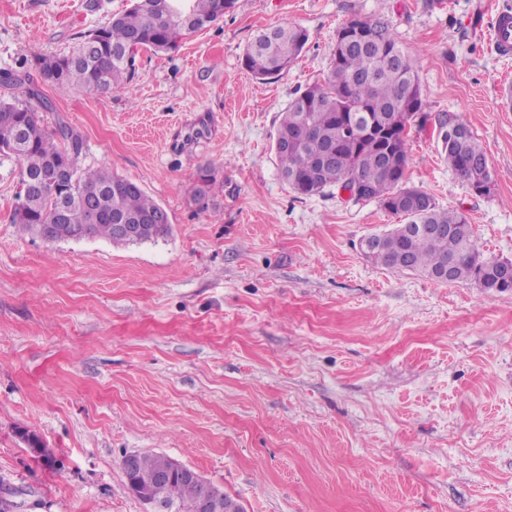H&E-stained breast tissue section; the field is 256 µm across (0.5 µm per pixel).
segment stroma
I'll return each instance as SVG.
<instances>
[{
    "label": "stroma",
    "instance_id": "1",
    "mask_svg": "<svg viewBox=\"0 0 512 512\" xmlns=\"http://www.w3.org/2000/svg\"><path fill=\"white\" fill-rule=\"evenodd\" d=\"M0 0V71L67 52L129 0ZM512 0H235L176 49L140 51L131 90H40L81 164L138 183L166 237L50 243L12 221L19 165L0 155V498L11 512H144L122 459L163 453L245 512H512V291L390 271L363 240L398 224L338 190L294 193L272 150L336 31L383 20L418 54L428 120L408 183L466 213L485 257L512 260ZM309 33L284 74L243 65L254 34ZM462 119L492 187L449 170L438 119ZM221 191L198 199L199 168ZM38 436L43 462L23 433ZM512 20L510 13H500L495 21L494 42L496 48L508 54L512 50Z\"/></svg>",
    "mask_w": 512,
    "mask_h": 512
}]
</instances>
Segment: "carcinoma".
Masks as SVG:
<instances>
[{
    "mask_svg": "<svg viewBox=\"0 0 512 512\" xmlns=\"http://www.w3.org/2000/svg\"><path fill=\"white\" fill-rule=\"evenodd\" d=\"M233 7L234 0H132L129 8L93 30L94 41L83 33L69 54L35 58V69L43 81L68 91L124 93L135 77L136 50H172L180 38L209 26ZM308 40L301 26L261 30L246 50L244 65L263 80L275 79ZM0 84L16 92L13 100H0V153L14 157L20 166L14 223L43 236L58 208L56 184L67 193L64 230L79 227L89 238L124 245L114 230L115 220L150 216L144 240L169 233L167 211L137 183L103 167H81L82 138L64 122L44 124L42 113L52 110V104L33 77L4 70ZM424 107L417 52L401 46L388 23L351 19L337 30L326 78L297 91L282 112L274 141L280 176L301 196L332 187L352 192L360 188L362 193L351 199L374 201L404 217L405 223L377 235L385 269L429 277L452 263L459 282H470L487 294L512 290V261L483 256L466 214L441 209L430 194L406 186L407 130L426 123ZM20 124L24 131L15 149L10 138ZM439 138L448 168L481 193L492 172L470 128L448 114L439 119ZM216 188L213 169H199L196 195L203 199ZM89 195L100 216L95 224L89 223L84 204ZM175 467L168 455L144 453L136 480H126V488L136 497L137 483ZM214 488L204 479H176L155 485L154 492L171 499L176 512H197L204 492Z\"/></svg>",
    "mask_w": 512,
    "mask_h": 512,
    "instance_id": "1",
    "label": "carcinoma"
}]
</instances>
